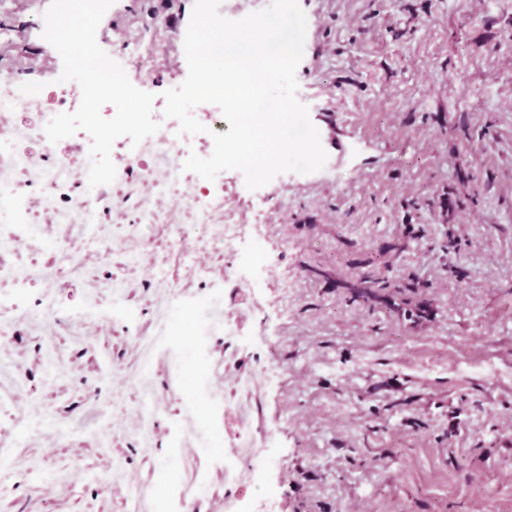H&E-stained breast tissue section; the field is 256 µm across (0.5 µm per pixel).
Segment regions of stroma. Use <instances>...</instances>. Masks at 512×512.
<instances>
[{
  "label": "stroma",
  "instance_id": "stroma-1",
  "mask_svg": "<svg viewBox=\"0 0 512 512\" xmlns=\"http://www.w3.org/2000/svg\"><path fill=\"white\" fill-rule=\"evenodd\" d=\"M195 0H115L99 28L120 50L144 28L178 52ZM307 18L296 77L328 159L292 184L284 237L255 236L276 268L220 294L191 274L167 224L132 226L144 185L110 184L99 246L83 224L29 216L35 241L0 251V512H512V0H299ZM51 0H0V76L58 89L42 37ZM40 111L0 112L33 166L65 157L86 189L76 137L45 149ZM87 254L64 269L58 251ZM163 274L143 287L149 261ZM418 282L429 315L351 301L356 263ZM318 275H310L309 267ZM23 270L25 288L10 272ZM56 308L39 313L51 280ZM122 304L107 328L74 318L90 298ZM253 308L237 336L192 343L171 330ZM283 375L261 394L235 375ZM273 434L252 470L248 440ZM233 450L231 458L215 446Z\"/></svg>",
  "mask_w": 512,
  "mask_h": 512
}]
</instances>
